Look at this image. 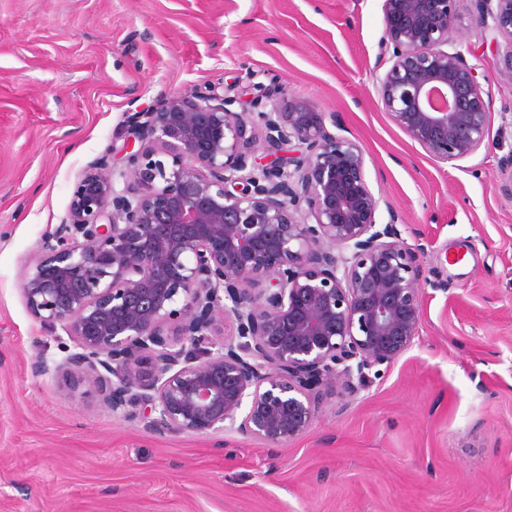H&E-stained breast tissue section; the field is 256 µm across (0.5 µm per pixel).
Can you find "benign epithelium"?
Segmentation results:
<instances>
[{
	"label": "benign epithelium",
	"mask_w": 512,
	"mask_h": 512,
	"mask_svg": "<svg viewBox=\"0 0 512 512\" xmlns=\"http://www.w3.org/2000/svg\"><path fill=\"white\" fill-rule=\"evenodd\" d=\"M457 2L382 0L381 109L446 162L488 134L476 68L454 48ZM474 3L512 82V0ZM328 120L285 92L245 102L211 85L126 113L123 143L87 166L27 262V310L73 343L32 371L154 433L282 446L324 395L397 362L423 315L425 249L404 244L397 212L379 221L364 149ZM294 140L301 150L278 155ZM227 317L235 335L219 341Z\"/></svg>",
	"instance_id": "1"
}]
</instances>
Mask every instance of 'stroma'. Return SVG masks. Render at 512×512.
Returning <instances> with one entry per match:
<instances>
[{
  "label": "stroma",
  "instance_id": "35a3bbf8",
  "mask_svg": "<svg viewBox=\"0 0 512 512\" xmlns=\"http://www.w3.org/2000/svg\"><path fill=\"white\" fill-rule=\"evenodd\" d=\"M459 11L488 138L442 162L380 107L382 0H0V512H512V82L502 38ZM257 83L335 114L425 245L412 347L280 447L159 435L32 374L69 339L30 315L23 271L125 113Z\"/></svg>",
  "mask_w": 512,
  "mask_h": 512
}]
</instances>
